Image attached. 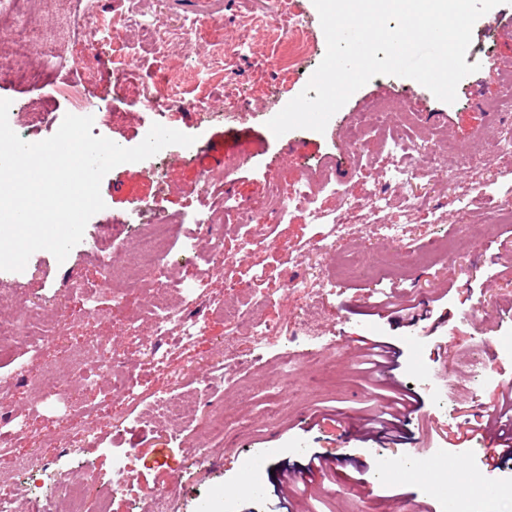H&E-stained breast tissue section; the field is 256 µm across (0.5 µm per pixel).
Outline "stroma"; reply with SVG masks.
<instances>
[{"label": "stroma", "instance_id": "1", "mask_svg": "<svg viewBox=\"0 0 512 512\" xmlns=\"http://www.w3.org/2000/svg\"><path fill=\"white\" fill-rule=\"evenodd\" d=\"M279 0H213L204 11L185 0H23L0 15V43L41 74L38 86L0 80V98L14 111L47 107L39 127L20 129L37 142L54 135L72 105L64 91L85 90L99 114L91 133L120 146L138 145L153 123L194 136L191 146L113 168L101 183L104 210L88 222L64 262L35 252L24 271H0V318L19 307L39 309L43 343L0 350V433L14 437L0 458V492L18 490L12 512H71L74 484L84 485L83 512H156L157 494L175 484L169 512H283L279 471L305 456L334 460L328 478L296 484L290 512H394L422 503L442 512L434 476L402 475L386 482V464L421 454L448 456L449 479L466 475L475 487L503 490L492 512H512V463L483 464V441L457 443L459 424L479 403L512 383V223L494 218L512 208V0L477 20L454 103L439 101L415 80L379 75L357 90L324 132L294 129L275 136L268 121L306 86L326 52L313 0H292L303 19L305 54L289 68L288 28H247L273 16ZM141 11L172 26L208 22L196 43L155 53L136 32L111 22ZM115 35L127 46L125 74L139 88L134 100L113 93L111 61L93 78L76 64L85 38ZM202 97L203 107L170 112L144 105L157 89ZM384 104L386 125H368V149L352 153L358 113ZM456 148L453 165H416L411 183L391 163L392 135ZM305 180L311 211H289L273 223H241L239 203L257 214L275 207L273 190ZM178 220L168 236L164 276L190 296L199 314L190 342L171 326L158 340L148 298L122 309L119 278L136 248V229ZM347 227L336 236V225ZM222 235L224 264L212 267L208 240ZM457 242L453 256L429 264L416 255ZM330 250H323V243ZM306 280L305 291L286 288ZM80 287H72V280ZM238 301L246 322L225 323L218 299ZM413 304L414 323L400 313ZM312 322L314 339L298 326ZM402 349L394 379L418 398V411L392 439L364 432L359 414L368 399L356 364L365 337ZM232 352L238 367L216 378L210 362ZM129 373L136 400L109 399L112 378L103 361ZM88 376L93 386L70 396L62 384ZM198 396L184 421L146 422L155 399ZM94 438L76 440L77 427ZM131 468L127 490L113 491L115 456ZM262 456V491L239 492L236 457ZM36 488L38 502L21 495Z\"/></svg>", "mask_w": 512, "mask_h": 512}]
</instances>
